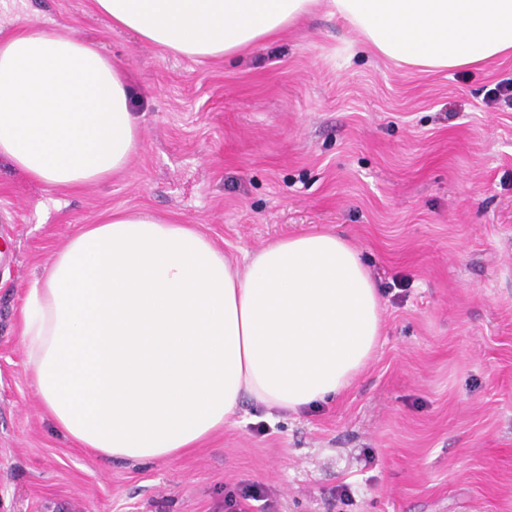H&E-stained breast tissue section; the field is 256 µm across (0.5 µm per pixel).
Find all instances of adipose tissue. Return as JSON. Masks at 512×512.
<instances>
[{"mask_svg":"<svg viewBox=\"0 0 512 512\" xmlns=\"http://www.w3.org/2000/svg\"><path fill=\"white\" fill-rule=\"evenodd\" d=\"M323 6L420 72L512 55V0H93L113 27L191 59L266 43ZM140 146L127 82L96 47L0 27V157L79 189ZM32 384L56 428L105 460H159L243 398L298 412L347 389L381 335L380 300L340 235L279 238L234 268L194 225L117 209L76 231L22 310Z\"/></svg>","mask_w":512,"mask_h":512,"instance_id":"adipose-tissue-1","label":"adipose tissue"}]
</instances>
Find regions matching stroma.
<instances>
[{
  "instance_id": "stroma-1",
  "label": "stroma",
  "mask_w": 512,
  "mask_h": 512,
  "mask_svg": "<svg viewBox=\"0 0 512 512\" xmlns=\"http://www.w3.org/2000/svg\"><path fill=\"white\" fill-rule=\"evenodd\" d=\"M27 3L122 68L142 145L78 191L0 159V512H224L254 484L272 512H512V105L489 99L512 57L419 72L321 9L193 60L91 0ZM114 209L196 225L238 262L286 235L344 236L383 306L373 358L316 409L247 400L197 448L103 462L46 415L20 330L33 279Z\"/></svg>"
}]
</instances>
